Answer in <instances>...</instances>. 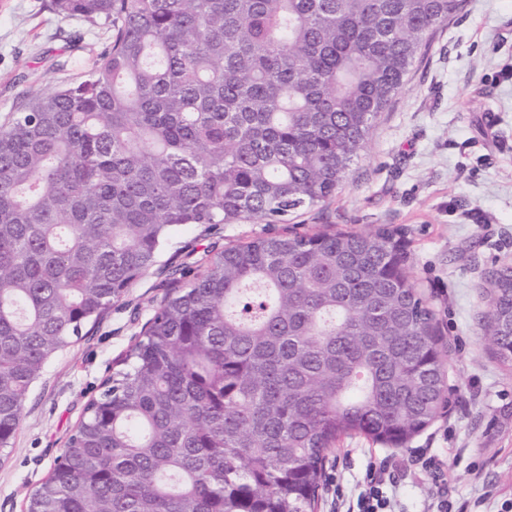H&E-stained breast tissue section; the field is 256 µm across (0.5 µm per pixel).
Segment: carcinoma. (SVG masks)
Masks as SVG:
<instances>
[{
    "instance_id": "cac0c4a2",
    "label": "carcinoma",
    "mask_w": 512,
    "mask_h": 512,
    "mask_svg": "<svg viewBox=\"0 0 512 512\" xmlns=\"http://www.w3.org/2000/svg\"><path fill=\"white\" fill-rule=\"evenodd\" d=\"M465 0H51L111 34L0 123V452L53 355L191 224L336 194ZM402 228L255 237L169 290L24 512H316L328 449L449 406ZM482 330L512 368V265Z\"/></svg>"
}]
</instances>
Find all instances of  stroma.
<instances>
[{
	"instance_id": "obj_1",
	"label": "stroma",
	"mask_w": 512,
	"mask_h": 512,
	"mask_svg": "<svg viewBox=\"0 0 512 512\" xmlns=\"http://www.w3.org/2000/svg\"><path fill=\"white\" fill-rule=\"evenodd\" d=\"M49 3L0 0V120L26 96L86 74L109 43L104 29L58 17ZM300 221L307 230L405 229L414 281L447 351L451 390L449 412L409 448L447 456L454 507L499 512L512 501V370L494 359L480 316L486 272L512 263V0H467L433 34L335 197ZM280 230L250 222L188 225L164 244L149 273L30 386L10 454L0 460V512H23L26 493L48 475L175 272L197 270L201 258L229 243ZM407 450L362 436L343 439L325 463L319 512H337L335 486L353 495L373 462L403 458ZM435 496L431 476L409 470L395 510L428 512Z\"/></svg>"
}]
</instances>
